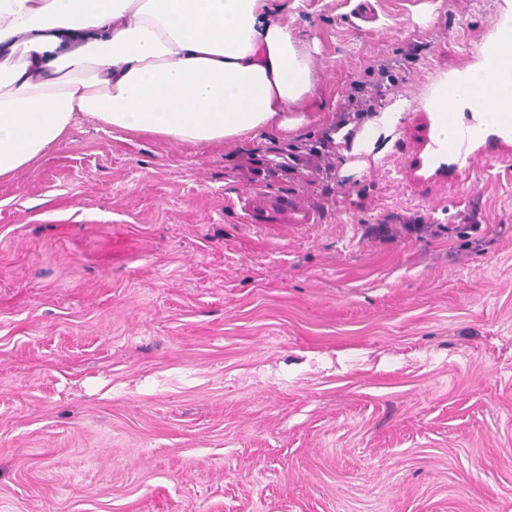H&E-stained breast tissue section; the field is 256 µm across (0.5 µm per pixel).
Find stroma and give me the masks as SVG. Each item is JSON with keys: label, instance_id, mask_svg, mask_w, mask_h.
Returning <instances> with one entry per match:
<instances>
[{"label": "stroma", "instance_id": "stroma-1", "mask_svg": "<svg viewBox=\"0 0 512 512\" xmlns=\"http://www.w3.org/2000/svg\"><path fill=\"white\" fill-rule=\"evenodd\" d=\"M302 123L194 145L80 116L0 178V512H512V167L406 165L497 0H282ZM415 50L393 139L290 179L372 59ZM394 95V96H395ZM316 224H246L245 190ZM421 236L374 238L388 217ZM472 220L469 237L451 227Z\"/></svg>", "mask_w": 512, "mask_h": 512}]
</instances>
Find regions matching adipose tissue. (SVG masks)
I'll return each mask as SVG.
<instances>
[{"instance_id": "1", "label": "adipose tissue", "mask_w": 512, "mask_h": 512, "mask_svg": "<svg viewBox=\"0 0 512 512\" xmlns=\"http://www.w3.org/2000/svg\"><path fill=\"white\" fill-rule=\"evenodd\" d=\"M269 0H0V177L37 161L77 114L205 144L296 127L313 48ZM407 99L357 133L391 135Z\"/></svg>"}]
</instances>
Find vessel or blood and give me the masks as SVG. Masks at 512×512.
Masks as SVG:
<instances>
[{
	"label": "vessel or blood",
	"mask_w": 512,
	"mask_h": 512,
	"mask_svg": "<svg viewBox=\"0 0 512 512\" xmlns=\"http://www.w3.org/2000/svg\"><path fill=\"white\" fill-rule=\"evenodd\" d=\"M424 134L414 158L417 178L478 157L483 140L505 145L497 162L512 163V9L501 6L475 51V64L448 73L429 93ZM246 224H316L317 210L294 195L248 191L237 198Z\"/></svg>",
	"instance_id": "1"
}]
</instances>
